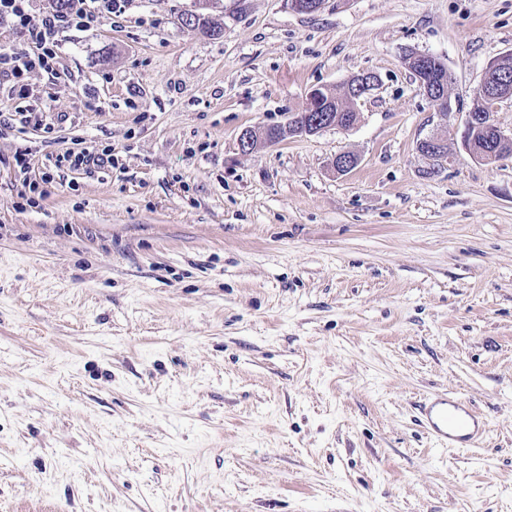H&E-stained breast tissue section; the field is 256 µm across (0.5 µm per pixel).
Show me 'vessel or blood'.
Returning <instances> with one entry per match:
<instances>
[{"label": "vessel or blood", "mask_w": 512, "mask_h": 512, "mask_svg": "<svg viewBox=\"0 0 512 512\" xmlns=\"http://www.w3.org/2000/svg\"><path fill=\"white\" fill-rule=\"evenodd\" d=\"M418 411L419 422L440 447L471 448L488 437L487 420L462 395H433L419 405Z\"/></svg>", "instance_id": "vessel-or-blood-1"}]
</instances>
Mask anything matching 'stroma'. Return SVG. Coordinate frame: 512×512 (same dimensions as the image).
<instances>
[{"label":"stroma","instance_id":"obj_1","mask_svg":"<svg viewBox=\"0 0 512 512\" xmlns=\"http://www.w3.org/2000/svg\"><path fill=\"white\" fill-rule=\"evenodd\" d=\"M200 7L65 31L27 78L51 132L0 100V512H512V156L416 150L512 54V0H213L217 37ZM361 72L354 126L240 151ZM450 392L483 447L417 424ZM55 164L58 167L67 166L73 169L91 171L101 169L112 164V151L110 149L81 150L74 152L66 149L56 155Z\"/></svg>","mask_w":512,"mask_h":512}]
</instances>
